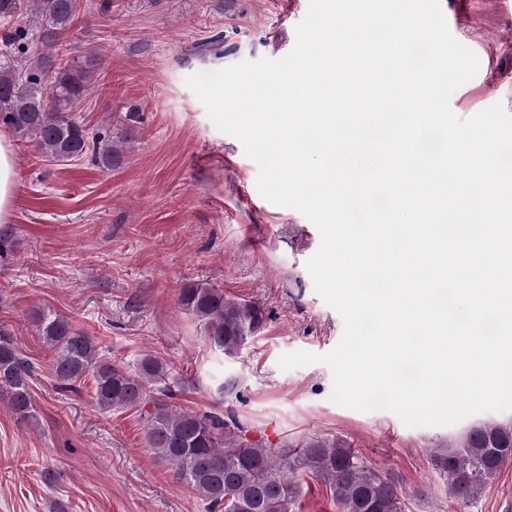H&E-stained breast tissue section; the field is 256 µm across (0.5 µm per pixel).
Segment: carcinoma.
I'll use <instances>...</instances> for the list:
<instances>
[{
  "label": "carcinoma",
  "instance_id": "1",
  "mask_svg": "<svg viewBox=\"0 0 512 512\" xmlns=\"http://www.w3.org/2000/svg\"><path fill=\"white\" fill-rule=\"evenodd\" d=\"M78 0H0V127L47 158L71 161L91 153L109 168L118 146L110 127L93 131L76 115L97 81L101 54L73 49L63 36L73 26ZM224 38L213 37L200 61L224 57ZM179 308L196 319L216 352L235 357L260 330L264 312L254 302L231 300L210 283L189 282L178 291ZM35 327L52 355L60 389L93 379L95 405L103 411L135 408L148 447L175 467V480L193 489L210 512H293L304 469L329 489L338 512H402L397 485L368 465L339 437L316 436L287 448H266L229 434L243 431L207 412L178 408L167 365L143 357L134 369L103 356L97 341L50 308L32 310ZM34 364L0 326V395L21 422L38 420L32 400ZM435 466L457 497H475L512 460V425L482 424L435 450Z\"/></svg>",
  "mask_w": 512,
  "mask_h": 512
}]
</instances>
